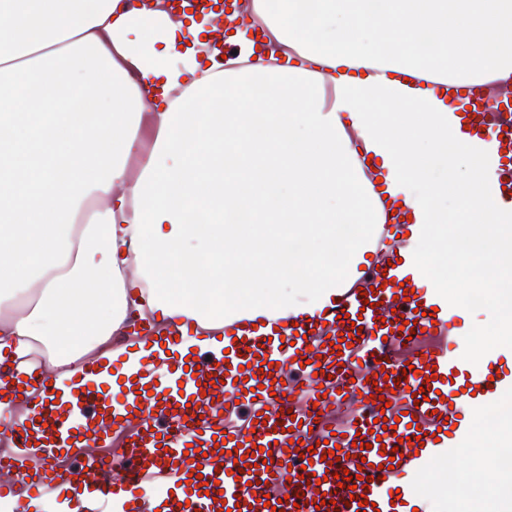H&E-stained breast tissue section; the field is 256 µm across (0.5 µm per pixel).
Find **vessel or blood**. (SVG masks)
I'll use <instances>...</instances> for the list:
<instances>
[{
	"mask_svg": "<svg viewBox=\"0 0 512 512\" xmlns=\"http://www.w3.org/2000/svg\"><path fill=\"white\" fill-rule=\"evenodd\" d=\"M461 120L488 193L512 212V101L500 102L492 121L472 97ZM426 231L399 220L372 225L365 268L339 281L313 315L237 314L221 332L228 358L220 364L202 349L181 354L171 333L136 337L137 348L167 349L161 383L145 364L113 394L101 386L106 365L91 362L79 390L60 403L44 376L37 394H21L22 373L0 360V381L10 386L0 390V421L12 449L0 467L24 476L23 484L0 485V498L15 512H29L50 491L70 512H146L149 487L161 512H272L275 503L283 512H427L417 483L434 463L463 459L469 409H494L512 393V350L475 358L460 303L419 286L414 246ZM419 391L426 398L417 402ZM377 393L384 404L372 402ZM381 416L397 419L396 428L383 429ZM118 433L128 456L113 482L98 476L112 462L105 454L65 475L47 465L88 446L105 450ZM218 446L217 468L209 455ZM343 471L370 483L339 486ZM185 493L193 496L187 508Z\"/></svg>",
	"mask_w": 512,
	"mask_h": 512,
	"instance_id": "obj_1",
	"label": "vessel or blood"
}]
</instances>
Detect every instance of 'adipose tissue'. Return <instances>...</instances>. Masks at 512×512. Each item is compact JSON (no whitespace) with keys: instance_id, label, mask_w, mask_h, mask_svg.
I'll list each match as a JSON object with an SVG mask.
<instances>
[{"instance_id":"1","label":"adipose tissue","mask_w":512,"mask_h":512,"mask_svg":"<svg viewBox=\"0 0 512 512\" xmlns=\"http://www.w3.org/2000/svg\"><path fill=\"white\" fill-rule=\"evenodd\" d=\"M260 35L172 21L160 0H0V353L112 355L130 312L222 328L311 313L381 223L356 159L467 257L512 334V218L452 104L512 83V0H251ZM340 224L359 225L342 241ZM136 277L124 278L130 255Z\"/></svg>"}]
</instances>
